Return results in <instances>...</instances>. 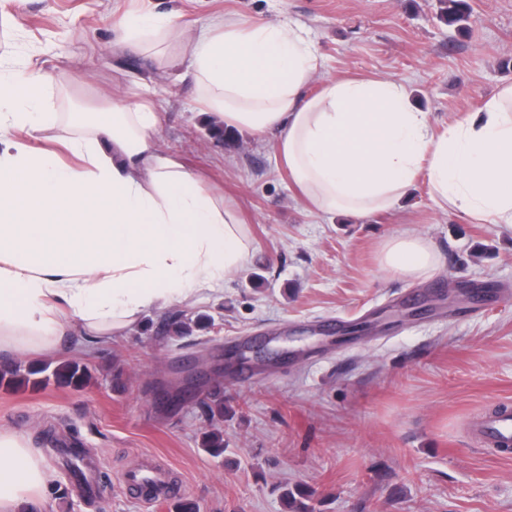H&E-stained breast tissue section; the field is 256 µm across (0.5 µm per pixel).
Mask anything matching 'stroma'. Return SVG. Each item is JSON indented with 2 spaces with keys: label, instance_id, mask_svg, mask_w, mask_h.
<instances>
[{
  "label": "stroma",
  "instance_id": "stroma-1",
  "mask_svg": "<svg viewBox=\"0 0 512 512\" xmlns=\"http://www.w3.org/2000/svg\"><path fill=\"white\" fill-rule=\"evenodd\" d=\"M466 30L439 0H0V73L47 72L44 111L76 103L153 102L159 148L237 206L248 266L203 299L178 305L202 323L183 336L147 311L130 332L90 347L89 383L0 384V428L26 435L50 476L39 512H512V455L473 443L472 422L512 403V226L442 211L419 177L391 210L355 222L318 214L269 142L212 135L190 58L195 32L221 16L294 20L323 79L404 85L436 133L512 84V0H467ZM174 14L180 39L115 47L114 6ZM414 228L437 249L428 279L382 271L380 246ZM286 338L289 360L217 375L225 350ZM224 397V457L202 434ZM89 448L98 492L83 496L56 450ZM166 467L184 492L145 501L125 487L143 465Z\"/></svg>",
  "mask_w": 512,
  "mask_h": 512
}]
</instances>
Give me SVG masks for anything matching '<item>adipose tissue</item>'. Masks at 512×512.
Here are the masks:
<instances>
[{"instance_id": "adipose-tissue-1", "label": "adipose tissue", "mask_w": 512, "mask_h": 512, "mask_svg": "<svg viewBox=\"0 0 512 512\" xmlns=\"http://www.w3.org/2000/svg\"><path fill=\"white\" fill-rule=\"evenodd\" d=\"M121 43L174 37L171 20L117 13ZM207 112L228 126L274 134L278 159L316 212L364 219L392 208L426 172L444 208L512 224V85L435 136L406 89L379 78L305 89L317 59L295 21H216L191 42ZM39 69L0 79V357L55 350L70 321L87 340L138 325L151 308L200 297L243 269L252 243L238 211L158 148L150 102L90 115L64 138L80 160L34 148L52 121ZM438 261L414 229L384 241L380 265L420 279ZM48 474L26 440L0 429V512H31Z\"/></svg>"}]
</instances>
